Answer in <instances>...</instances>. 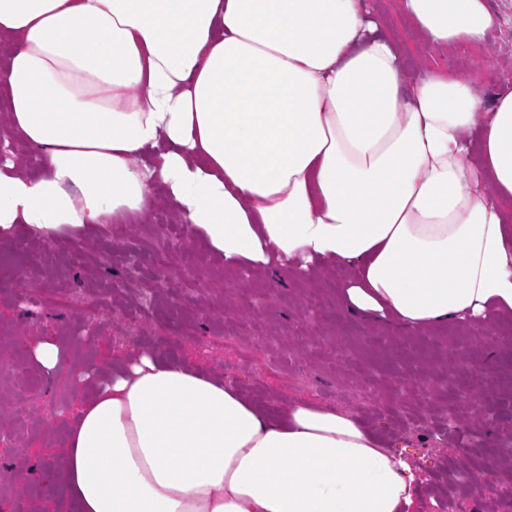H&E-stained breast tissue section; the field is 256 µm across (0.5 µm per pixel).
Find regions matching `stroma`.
<instances>
[{
	"label": "stroma",
	"mask_w": 512,
	"mask_h": 512,
	"mask_svg": "<svg viewBox=\"0 0 512 512\" xmlns=\"http://www.w3.org/2000/svg\"><path fill=\"white\" fill-rule=\"evenodd\" d=\"M398 41L406 84L442 73L493 96L512 92V0H486L498 25L479 44H431L403 15L399 0H369ZM154 209L122 224H95L54 238L23 224L0 234V347L18 362L11 397L0 400V433L34 424L15 451L0 443V512H56L47 480L62 461L81 400L74 381H49L25 345L44 336L65 346L69 363L108 370L150 350L224 376L260 408L295 401L360 414L418 474L413 512H512L500 481L512 448V316L494 335L459 324L413 332L350 314L339 290L351 271L336 266L303 281L288 270L235 268L208 257L155 186ZM170 226L177 248L156 234ZM112 309L88 326L102 295ZM433 385L430 398L404 393L406 382ZM480 394L475 417L467 394ZM24 456L32 472L11 467ZM486 475L481 499L457 478Z\"/></svg>",
	"instance_id": "obj_1"
}]
</instances>
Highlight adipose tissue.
<instances>
[{"mask_svg": "<svg viewBox=\"0 0 512 512\" xmlns=\"http://www.w3.org/2000/svg\"><path fill=\"white\" fill-rule=\"evenodd\" d=\"M430 42L481 43L485 0H400ZM0 230L53 236L148 212L155 184L230 266L324 265L341 304L422 331L512 314V93L402 80L366 0H0ZM86 392L48 481L64 512H410L412 466L356 414L257 408L144 351L105 374L40 336Z\"/></svg>", "mask_w": 512, "mask_h": 512, "instance_id": "obj_1", "label": "adipose tissue"}]
</instances>
